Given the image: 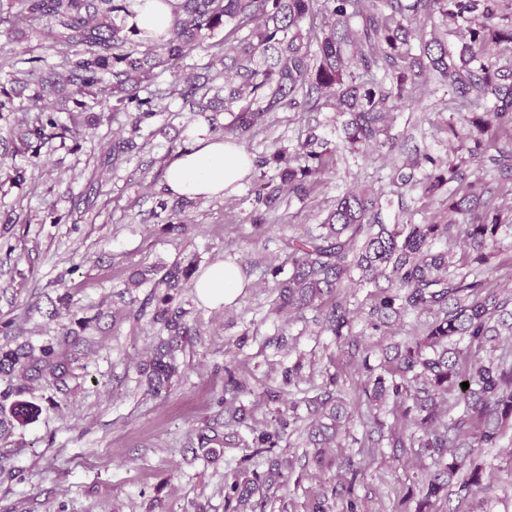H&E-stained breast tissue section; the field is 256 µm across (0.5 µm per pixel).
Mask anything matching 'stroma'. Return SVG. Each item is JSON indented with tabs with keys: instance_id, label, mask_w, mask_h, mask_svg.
<instances>
[{
	"instance_id": "35a3bbf8",
	"label": "stroma",
	"mask_w": 512,
	"mask_h": 512,
	"mask_svg": "<svg viewBox=\"0 0 512 512\" xmlns=\"http://www.w3.org/2000/svg\"><path fill=\"white\" fill-rule=\"evenodd\" d=\"M152 92L163 112L131 135L126 113L88 100L78 117L79 140L56 136L22 150L13 135L26 95L14 111L0 112V347L53 344L67 373L21 381L0 374V391L23 388L41 408L38 419L0 438V512H227L225 497L239 470L266 473L291 461L283 485L257 512H416L425 471L413 454L398 458L381 441L377 423L392 424V402L368 400V366L393 357L414 340L422 317L408 315L393 330L369 325L371 286L346 289L353 313L351 335L336 337L315 308L288 313L270 270L285 263L289 236L316 228L338 193L370 188L382 199L404 198L421 216L447 215L442 197L421 189L399 196L389 179L392 163L419 146L437 157L448 154L446 88L396 110L386 157L338 153L327 174L302 195L274 205L259 201L257 183L279 184L270 159L293 149L308 134L339 145L341 128L331 107L316 112L283 110L269 127L240 140V148L263 167L223 197L199 198L174 212L165 191L166 161L185 147L189 131L208 132L207 121L190 111L174 89L170 72H159ZM128 139L121 161L106 151ZM26 179H7L11 167ZM185 232H166L174 218ZM194 260L196 271L224 261L239 267L244 286L231 302L211 307L194 288L166 289L157 270ZM143 279L131 287L133 274ZM173 296L191 340L177 351L179 373L168 388L151 392L153 350L167 338L154 319L156 298ZM302 363L299 377L283 373ZM350 420L335 443L310 442L309 400L328 376ZM242 390H226L228 377ZM242 420L227 423V408ZM280 426V447L261 449L254 436ZM213 436L214 453L201 438ZM483 486L466 500L437 501L429 512H512V429L496 446L478 451Z\"/></svg>"
}]
</instances>
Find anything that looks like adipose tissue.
Returning <instances> with one entry per match:
<instances>
[{
    "instance_id": "1",
    "label": "adipose tissue",
    "mask_w": 512,
    "mask_h": 512,
    "mask_svg": "<svg viewBox=\"0 0 512 512\" xmlns=\"http://www.w3.org/2000/svg\"><path fill=\"white\" fill-rule=\"evenodd\" d=\"M249 171L247 156L235 143L193 137L188 146L170 155L166 186L177 196L220 197ZM242 286L239 268L223 261L207 267L193 282L197 296L212 306L233 301Z\"/></svg>"
}]
</instances>
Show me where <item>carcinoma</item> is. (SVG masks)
<instances>
[{
    "mask_svg": "<svg viewBox=\"0 0 512 512\" xmlns=\"http://www.w3.org/2000/svg\"><path fill=\"white\" fill-rule=\"evenodd\" d=\"M133 0H0V15H8L4 35L46 22L51 30L49 51L59 50L63 72L52 81L37 73V58L23 57L11 64L14 82L31 91L38 103L47 89L70 83L72 94L96 95L101 75L112 74V111L135 106L131 132L161 111L160 97L149 91L154 69L177 70L196 51L210 47L218 34L221 65L207 66L201 82H187L182 96L190 111L204 115L210 130L226 138L241 139L265 123L271 113L284 108L314 110L325 98L342 118V150L349 153L381 151V135L392 112L416 102L412 91L432 93L434 76L448 85L449 103L460 111L489 106L472 113L465 127L448 119V158L415 150L412 157L392 166L393 181L403 187L420 184L428 196L447 194L448 220L420 223L394 216L388 222L384 203L371 190H344L317 229L291 236L288 275L277 280L281 306L303 310L324 299L333 300L325 315L328 329L338 337L351 333L352 317L343 289L355 283L373 286L369 316L373 328L390 326L391 318L427 313L433 320L422 324L421 337L405 347L388 368L370 369L372 391L368 399L391 397L404 406L403 417L422 431L419 442L405 426L389 431L394 448L424 449L434 470L428 472L420 506L448 494L456 476L460 488L481 486L483 468L472 449L495 444L512 426V364L503 360L475 361L457 367L454 345L466 337L479 349L498 336L512 335V321L501 318L512 298L489 288L481 267L494 255L502 235L512 231V209L494 202L492 190L466 178V166L479 162L512 175V140L500 143L512 131V12L505 0H161L171 9L172 22L162 32H148L129 24L135 15ZM322 4L320 25L308 23ZM438 16L443 31L429 34L416 25L420 17ZM316 50H310L311 46ZM147 96H141V93ZM22 146L61 130V136L79 138L75 127L58 124L52 112H39L21 120ZM336 149L315 134L290 156L276 154L282 164L280 184H266V201L283 193L305 191L318 181ZM460 240L469 249L464 271H449L451 256L434 249L437 240ZM190 266L173 264L161 282L169 288L189 283ZM172 297L159 299L156 320L172 337L187 335L180 316L171 310ZM159 351L152 361L154 386H164L174 373ZM54 345L39 349L20 346L0 349V373H41L57 369ZM469 383L465 389L461 383ZM9 407L0 406V435L15 425L37 418V405L21 398L18 390ZM332 391L320 398L322 417L311 423L312 437H335L344 426L343 415L332 404ZM461 414L445 421L456 407ZM283 439L280 427L255 436L259 448H275ZM273 474L242 469L230 486L227 502L232 512L254 508L253 495L270 490Z\"/></svg>",
    "mask_w": 512,
    "mask_h": 512,
    "instance_id": "obj_1",
    "label": "carcinoma"
}]
</instances>
